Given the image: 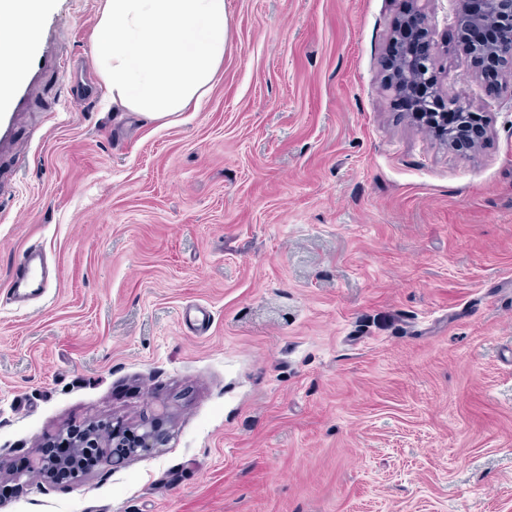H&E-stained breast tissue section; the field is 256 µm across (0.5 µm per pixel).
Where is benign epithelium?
I'll return each mask as SVG.
<instances>
[{
    "instance_id": "7a95c632",
    "label": "benign epithelium",
    "mask_w": 512,
    "mask_h": 512,
    "mask_svg": "<svg viewBox=\"0 0 512 512\" xmlns=\"http://www.w3.org/2000/svg\"><path fill=\"white\" fill-rule=\"evenodd\" d=\"M455 24L459 32L461 51L469 58L476 76L497 80L505 69L512 71V0H456ZM432 35L424 15L411 9L401 22L386 55L387 80L393 92L411 93L415 87L426 89L408 112L415 120L421 110L429 111L428 131L445 141L450 148L466 156L485 137V121H473L469 105L441 90L434 71L431 48ZM454 113L455 121L447 124L445 115ZM166 411L148 418L131 433L112 430L104 436L86 428L71 426L60 433V438L75 441L85 449V455L47 469L45 455L33 456L26 466L12 472L18 480L25 475L43 474L49 478L75 481L84 476L85 457L92 456L97 463L121 465L162 447L167 438L163 429Z\"/></svg>"
}]
</instances>
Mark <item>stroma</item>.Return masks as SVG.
Masks as SVG:
<instances>
[{
    "label": "stroma",
    "mask_w": 512,
    "mask_h": 512,
    "mask_svg": "<svg viewBox=\"0 0 512 512\" xmlns=\"http://www.w3.org/2000/svg\"><path fill=\"white\" fill-rule=\"evenodd\" d=\"M419 5L489 119L468 158L384 83L403 0H225L172 123L32 77L0 135V464L163 408L168 438L0 512H512V76L472 75L455 0ZM101 7L47 0L37 36L82 61ZM31 245L55 275L18 303Z\"/></svg>",
    "instance_id": "stroma-1"
}]
</instances>
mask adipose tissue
Instances as JSON below:
<instances>
[{
    "label": "adipose tissue",
    "instance_id": "adipose-tissue-1",
    "mask_svg": "<svg viewBox=\"0 0 512 512\" xmlns=\"http://www.w3.org/2000/svg\"><path fill=\"white\" fill-rule=\"evenodd\" d=\"M46 0H0V87L19 81ZM224 0H104L92 37L114 106L175 119L209 93L228 43Z\"/></svg>",
    "mask_w": 512,
    "mask_h": 512
}]
</instances>
